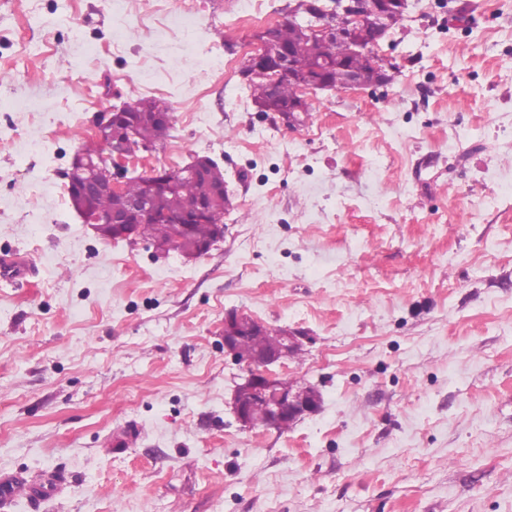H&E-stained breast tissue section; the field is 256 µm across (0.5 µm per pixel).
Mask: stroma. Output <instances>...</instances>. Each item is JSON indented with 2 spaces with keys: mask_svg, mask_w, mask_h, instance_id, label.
<instances>
[{
  "mask_svg": "<svg viewBox=\"0 0 512 512\" xmlns=\"http://www.w3.org/2000/svg\"><path fill=\"white\" fill-rule=\"evenodd\" d=\"M255 0H0V477L8 512H512V0H411L390 84L290 127L242 58ZM154 83L151 166L224 170L188 260L98 236L64 177ZM305 332L287 432L241 430L224 315Z\"/></svg>",
  "mask_w": 512,
  "mask_h": 512,
  "instance_id": "1",
  "label": "stroma"
}]
</instances>
